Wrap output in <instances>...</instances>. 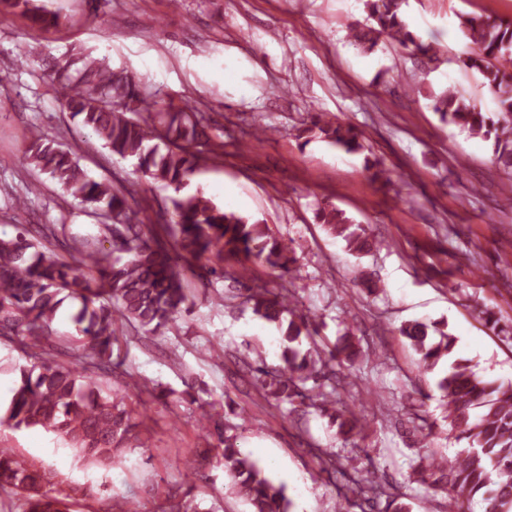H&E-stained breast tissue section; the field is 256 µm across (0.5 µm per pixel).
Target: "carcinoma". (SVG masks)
<instances>
[{
	"label": "carcinoma",
	"mask_w": 512,
	"mask_h": 512,
	"mask_svg": "<svg viewBox=\"0 0 512 512\" xmlns=\"http://www.w3.org/2000/svg\"><path fill=\"white\" fill-rule=\"evenodd\" d=\"M405 0H363L366 22L347 28V39L363 52L382 40L395 43L423 65L441 60L438 43H424L402 20ZM22 11L38 25L55 17L33 0H0V12ZM459 28L475 48L462 64L476 70L496 96L498 112L491 118L477 110L452 88L430 95L441 122L459 126L475 137L494 138L497 160L512 170V22L466 16ZM57 100L71 119L102 141L122 159L135 162L154 181L172 187L170 207L157 214V223L170 229L173 242L152 236L128 206L131 190L122 183L89 177L71 153L39 131L30 135L23 161L48 174L77 201L96 211V236H68L63 224L18 227L15 236H0V334L14 336L32 365L20 370L16 386L0 415L15 429L38 428L62 439L84 467L111 468L127 461V454L143 447L137 424L125 408L124 396L103 394L99 384L77 369L79 364L112 370V343L119 322L153 332L190 315L185 281L195 275L201 287L212 278L242 283L250 268L224 271V263L244 257L282 275L297 262L295 248L269 233L267 225L227 211L199 194L181 193L185 181L199 167L220 156L218 148L202 149L206 118L201 112L163 106L142 97L133 77L115 72L105 60H89L82 68L68 64L49 75ZM296 137L320 138L347 153L363 149L362 133L316 112ZM315 219L328 233L346 243L353 254H366L382 245L346 211L330 201L318 205ZM55 242L67 256L45 252L42 242ZM78 302L71 320L81 336V350L66 363L47 350L52 322L64 301ZM241 299L252 313L282 331L281 362L269 365L259 357L248 363L254 386L266 400L300 403L315 409L337 425L345 451L368 461L365 468L349 469L343 455L326 448H308L320 472L336 479V489L352 508L366 503L369 512L386 500L394 512H410L398 502L400 494L380 470L365 439L358 414L341 406L349 392L352 368L361 350L346 332L333 347L316 343L319 323L294 306L288 288L277 294L262 286L231 288L224 300ZM419 355L422 373L438 371L445 419L455 439L465 447L454 457L439 455L424 444L435 428L425 418L412 427L419 444L415 481L433 493L448 497V512H512V382H490L478 374L471 360L455 353L456 337L445 321H408L397 328ZM312 347L299 348L302 339ZM199 425L214 427L224 436L218 456L231 478L234 493L250 512H290L285 487L269 479L265 470L238 445V436L210 413ZM49 473L14 448H0V492L22 499L23 512H71L70 504L94 495L87 484L49 489Z\"/></svg>",
	"instance_id": "cac0c4a2"
}]
</instances>
